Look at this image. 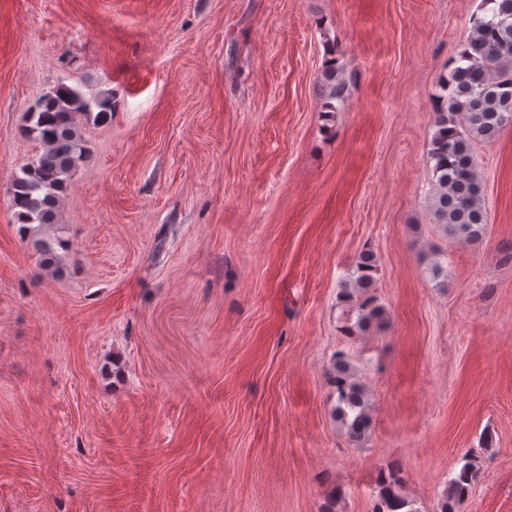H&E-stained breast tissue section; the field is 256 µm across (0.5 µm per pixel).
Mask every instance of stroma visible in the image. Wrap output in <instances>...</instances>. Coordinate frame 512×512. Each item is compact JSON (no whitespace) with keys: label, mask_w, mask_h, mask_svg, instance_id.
Here are the masks:
<instances>
[{"label":"stroma","mask_w":512,"mask_h":512,"mask_svg":"<svg viewBox=\"0 0 512 512\" xmlns=\"http://www.w3.org/2000/svg\"><path fill=\"white\" fill-rule=\"evenodd\" d=\"M482 0H0V512H512V125L480 243L436 224L433 102ZM348 75L323 114L324 62ZM85 120L42 267L9 187L57 86ZM378 258L384 328L339 296ZM441 265V276L431 269ZM348 352L372 426L332 415ZM374 251L366 247L359 253L341 294V320L345 336H357L385 321V310L373 295L378 271ZM480 478V468L472 460H465L456 476L448 482V488L438 501L435 512H455L456 505L468 496ZM377 483L378 496L372 512H416L412 508V501L403 494L405 479L398 465L381 471Z\"/></svg>","instance_id":"1"}]
</instances>
